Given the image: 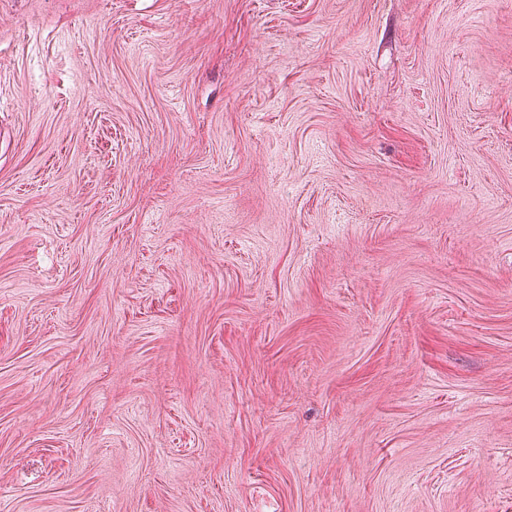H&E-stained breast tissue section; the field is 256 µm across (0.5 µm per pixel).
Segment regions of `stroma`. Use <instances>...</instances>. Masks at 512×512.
I'll list each match as a JSON object with an SVG mask.
<instances>
[{"label":"stroma","instance_id":"obj_1","mask_svg":"<svg viewBox=\"0 0 512 512\" xmlns=\"http://www.w3.org/2000/svg\"><path fill=\"white\" fill-rule=\"evenodd\" d=\"M0 512H512V0H0Z\"/></svg>","mask_w":512,"mask_h":512}]
</instances>
